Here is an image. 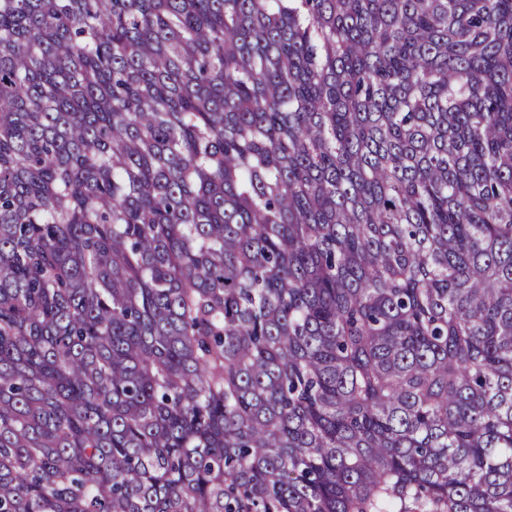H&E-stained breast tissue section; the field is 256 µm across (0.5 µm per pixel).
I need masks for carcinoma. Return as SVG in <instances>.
<instances>
[{
	"label": "carcinoma",
	"instance_id": "1",
	"mask_svg": "<svg viewBox=\"0 0 512 512\" xmlns=\"http://www.w3.org/2000/svg\"><path fill=\"white\" fill-rule=\"evenodd\" d=\"M0 512H512V0H0Z\"/></svg>",
	"mask_w": 512,
	"mask_h": 512
}]
</instances>
